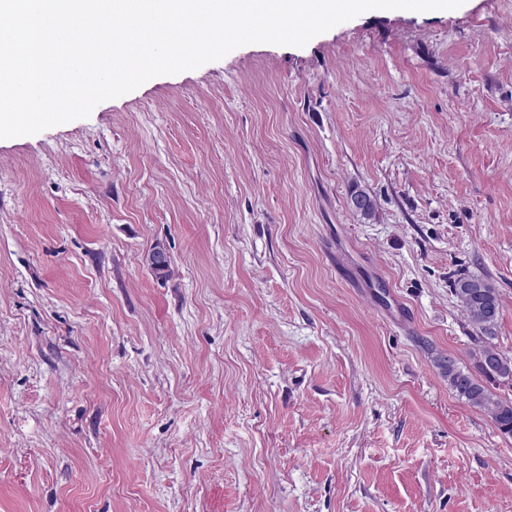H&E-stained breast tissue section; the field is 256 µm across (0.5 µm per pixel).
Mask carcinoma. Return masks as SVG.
Masks as SVG:
<instances>
[{"label": "carcinoma", "instance_id": "obj_1", "mask_svg": "<svg viewBox=\"0 0 512 512\" xmlns=\"http://www.w3.org/2000/svg\"><path fill=\"white\" fill-rule=\"evenodd\" d=\"M366 199V205L355 209L363 219L377 218L374 198L356 187L349 193L350 200ZM452 293L457 298L468 323L476 329L479 348L475 352L474 370L460 368L453 358L443 370L448 385L455 395L474 407L487 411L496 427L504 434L512 435V401L498 398L489 388L492 382L504 381L503 374L512 373V358L500 353L490 342L495 335L501 309L497 288L482 278L463 275L452 284Z\"/></svg>", "mask_w": 512, "mask_h": 512}]
</instances>
